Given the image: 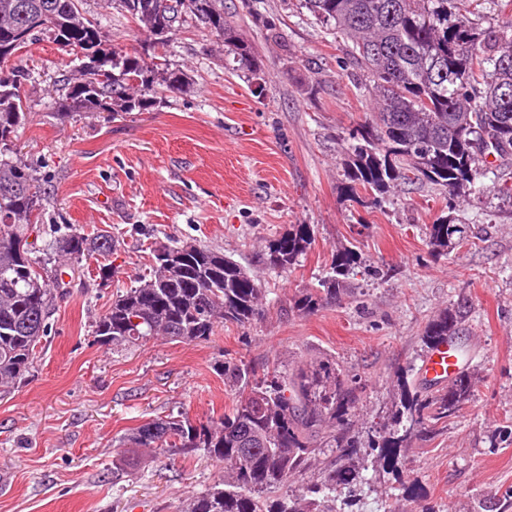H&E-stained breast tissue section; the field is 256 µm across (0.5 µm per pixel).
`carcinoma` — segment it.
Returning a JSON list of instances; mask_svg holds the SVG:
<instances>
[{
  "mask_svg": "<svg viewBox=\"0 0 512 512\" xmlns=\"http://www.w3.org/2000/svg\"><path fill=\"white\" fill-rule=\"evenodd\" d=\"M83 0H0V389L27 380L34 369L56 301L70 293L66 271L82 261L108 256V235L71 231L37 248L29 241L47 197L38 178L13 157V140L26 121L21 88L28 73L1 66L48 34L63 48L84 52L80 77L71 79L59 101L70 117L79 112H133L152 107L148 93L160 88L183 92L189 74L166 60L138 51L123 54L102 47L99 24L86 17ZM158 45L164 44L182 14L191 13L219 37L256 76L263 64L224 16V0H113ZM476 0H301L315 20L344 40L348 64L371 77L372 117L352 138L344 158L346 192L383 195L397 182L425 181L449 199L476 192L475 180L491 154L512 157V15L486 27L471 20ZM468 240L466 226L439 218L428 228L430 252L446 256ZM314 243L308 224H293L269 241L265 266L280 274L295 269ZM185 243L151 249L149 272L116 295L93 334L117 345L151 336L182 342L207 340L224 324L244 327L261 312V283L237 261L205 245L182 252ZM166 249L181 255L173 267L158 262ZM349 249L337 251L333 275L322 290L294 300L300 312L334 299L357 264ZM137 315L142 323L135 324ZM460 317L451 309L426 325L422 340L432 349L456 335ZM398 380L391 421L373 436L387 462L418 434H434L474 397L471 368L450 383L432 386L420 379ZM224 381L241 385L224 417L194 423L181 415L148 422L120 441L124 451L115 476L129 475L142 451L188 457L202 450L224 465V479L194 497L184 512H346L356 485L366 484V463L321 469L310 496L288 493V483L305 473L316 457L354 459L359 436L350 429L359 400L356 382L329 360H301L288 375H262L249 365L224 364ZM282 490L281 496L271 493Z\"/></svg>",
  "mask_w": 512,
  "mask_h": 512,
  "instance_id": "cac0c4a2",
  "label": "carcinoma"
}]
</instances>
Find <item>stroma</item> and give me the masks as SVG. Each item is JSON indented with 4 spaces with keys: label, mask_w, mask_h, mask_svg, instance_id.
Returning a JSON list of instances; mask_svg holds the SVG:
<instances>
[{
    "label": "stroma",
    "mask_w": 512,
    "mask_h": 512,
    "mask_svg": "<svg viewBox=\"0 0 512 512\" xmlns=\"http://www.w3.org/2000/svg\"><path fill=\"white\" fill-rule=\"evenodd\" d=\"M84 8L107 48L148 46L110 0ZM224 13L263 60L260 77L187 15L164 53L191 86L143 112L61 117L57 100L82 53L41 35L13 59L29 74L17 158L50 195L39 243L73 227L106 232L117 248L109 277L82 262L33 377L0 396V512H183L223 464L150 456L118 480V440L172 413L222 417L240 394L224 383L230 360L283 371L304 357L336 361L361 381L353 429L367 436L386 422L398 375L426 356L425 325L452 306L479 367L476 395L436 434L413 439L350 512H512V438H497L512 427V200L497 194L512 185V159H491L464 202L426 182L399 184L377 208L347 200L344 153L369 116L364 77L300 0H224ZM256 14L274 19L277 38ZM445 216L472 242L437 258L426 229ZM294 224L311 226V249L290 273L265 268V245ZM173 239L246 266L266 290L260 316L197 343L99 341L96 320L142 275L151 247ZM345 247L359 259L339 300L296 311L295 297L316 290Z\"/></svg>",
    "instance_id": "stroma-1"
}]
</instances>
